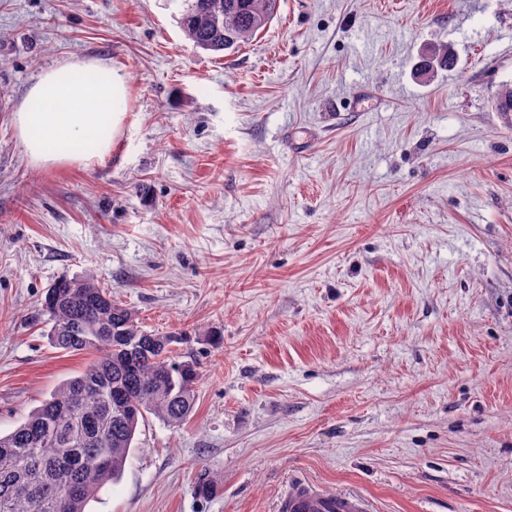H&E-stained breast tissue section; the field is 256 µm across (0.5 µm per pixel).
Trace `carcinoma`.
I'll return each mask as SVG.
<instances>
[{
	"instance_id": "obj_1",
	"label": "carcinoma",
	"mask_w": 512,
	"mask_h": 512,
	"mask_svg": "<svg viewBox=\"0 0 512 512\" xmlns=\"http://www.w3.org/2000/svg\"><path fill=\"white\" fill-rule=\"evenodd\" d=\"M276 6L277 0H185L180 25L196 47L219 53L250 42ZM496 109L512 113V83L499 91ZM44 307L55 347L94 358L0 435V512H85L123 470L139 421L153 415L180 426L194 412L198 372L175 354L177 337L142 330L96 275L58 280ZM119 334L151 337L154 347L131 361ZM118 388L120 410L113 407Z\"/></svg>"
}]
</instances>
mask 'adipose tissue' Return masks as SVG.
Returning a JSON list of instances; mask_svg holds the SVG:
<instances>
[{"label":"adipose tissue","mask_w":512,"mask_h":512,"mask_svg":"<svg viewBox=\"0 0 512 512\" xmlns=\"http://www.w3.org/2000/svg\"><path fill=\"white\" fill-rule=\"evenodd\" d=\"M125 79L96 59L55 65L42 72L14 114V126L30 165L87 162L111 149L102 130L121 123Z\"/></svg>","instance_id":"obj_1"}]
</instances>
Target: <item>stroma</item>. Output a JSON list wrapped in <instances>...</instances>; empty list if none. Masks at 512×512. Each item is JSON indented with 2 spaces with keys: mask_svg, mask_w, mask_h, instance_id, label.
Returning <instances> with one entry per match:
<instances>
[{
  "mask_svg": "<svg viewBox=\"0 0 512 512\" xmlns=\"http://www.w3.org/2000/svg\"><path fill=\"white\" fill-rule=\"evenodd\" d=\"M181 11L0 0V434L90 362L42 303L92 270L199 378L86 512H512V0H279L220 54ZM86 58L125 78L112 151L33 168L12 116ZM281 512H371L365 496L328 493L309 482L287 490L280 503Z\"/></svg>",
  "mask_w": 512,
  "mask_h": 512,
  "instance_id": "stroma-1",
  "label": "stroma"
}]
</instances>
